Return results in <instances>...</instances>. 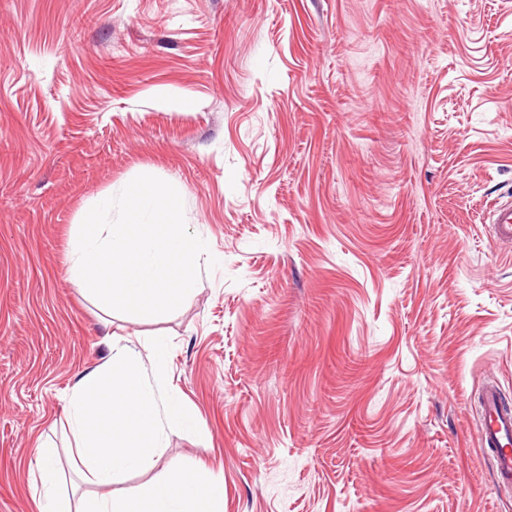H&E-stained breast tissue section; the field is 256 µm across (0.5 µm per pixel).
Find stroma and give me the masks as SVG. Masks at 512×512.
Wrapping results in <instances>:
<instances>
[{"label":"stroma","instance_id":"stroma-1","mask_svg":"<svg viewBox=\"0 0 512 512\" xmlns=\"http://www.w3.org/2000/svg\"><path fill=\"white\" fill-rule=\"evenodd\" d=\"M141 174L217 268L172 313H110L76 226ZM512 0H0V512L113 344L200 418L155 470L224 474V512H512L476 430L512 403ZM490 224L493 240L496 243H512V200L497 202L490 214Z\"/></svg>","mask_w":512,"mask_h":512}]
</instances>
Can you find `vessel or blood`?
<instances>
[{
    "label": "vessel or blood",
    "instance_id": "obj_1",
    "mask_svg": "<svg viewBox=\"0 0 512 512\" xmlns=\"http://www.w3.org/2000/svg\"><path fill=\"white\" fill-rule=\"evenodd\" d=\"M495 242L512 243V200L497 202L490 216ZM478 442L491 457L498 482L512 487V405L506 403L498 385H488L479 400Z\"/></svg>",
    "mask_w": 512,
    "mask_h": 512
}]
</instances>
